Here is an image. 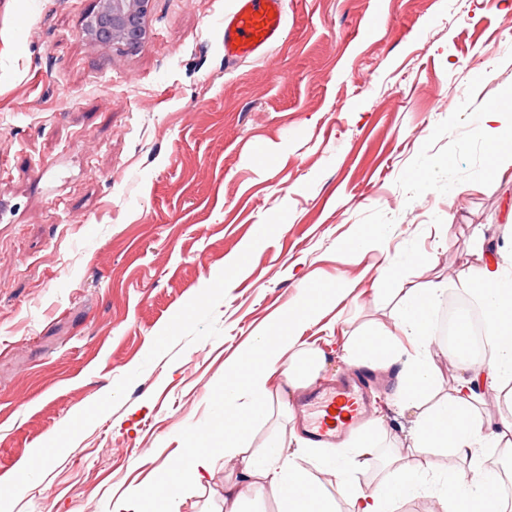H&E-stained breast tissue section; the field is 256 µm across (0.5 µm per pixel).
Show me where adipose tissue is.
<instances>
[{"instance_id":"adipose-tissue-1","label":"adipose tissue","mask_w":512,"mask_h":512,"mask_svg":"<svg viewBox=\"0 0 512 512\" xmlns=\"http://www.w3.org/2000/svg\"><path fill=\"white\" fill-rule=\"evenodd\" d=\"M480 132L486 140L488 175L502 179L512 172V113L504 101L491 102L479 118ZM462 285H478L479 298L488 322L485 338L486 357L474 360L466 354L467 337L456 344L461 351L462 375L457 386L442 391L437 366L432 358L431 337L426 328L442 291L430 282L407 286L397 272L385 274L380 289L397 297L399 304L389 329L373 331L359 327L348 331L341 346L342 358L352 365H368L379 360L404 357L405 369L397 387L399 405L415 414L412 448L415 461L393 453L381 467H374L373 443H364L358 455L349 461L333 456L342 464L345 475L338 494L325 492L317 476L304 466L300 455L260 453L251 448L238 427L240 416L265 421L273 416L289 415L291 400L310 388L327 364L324 349L317 341L302 340V333L317 324L323 300L333 296L331 288L314 283L304 288L301 297L289 306L273 333H259L249 355L254 367L247 377L237 369L224 374V458L234 468L224 479V506L220 512H246L249 496L272 492L278 512H336V497L344 495L353 512H393L395 502L405 499L414 489L416 471L432 467L434 452H452L467 463L472 472L468 483L448 479L440 498L441 512H501L498 479L480 471L477 446L512 447V273L498 270L485 262L457 271ZM283 377L274 386V377ZM485 385L497 402L509 411L500 415L495 428H488L475 385ZM375 470L377 483L366 491L355 480L360 471ZM209 470V450L197 443L190 453L153 485L124 498L117 512H161L189 482H201Z\"/></svg>"}]
</instances>
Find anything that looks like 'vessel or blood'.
Wrapping results in <instances>:
<instances>
[{
	"instance_id": "1",
	"label": "vessel or blood",
	"mask_w": 512,
	"mask_h": 512,
	"mask_svg": "<svg viewBox=\"0 0 512 512\" xmlns=\"http://www.w3.org/2000/svg\"><path fill=\"white\" fill-rule=\"evenodd\" d=\"M285 0H235L224 14V57L234 61L267 52L284 32ZM313 417L308 432L314 441L329 442L356 426L368 411L359 387H327L310 399Z\"/></svg>"
}]
</instances>
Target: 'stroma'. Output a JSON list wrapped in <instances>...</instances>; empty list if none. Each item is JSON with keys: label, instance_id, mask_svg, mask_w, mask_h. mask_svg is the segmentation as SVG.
Wrapping results in <instances>:
<instances>
[{"label": "stroma", "instance_id": "stroma-1", "mask_svg": "<svg viewBox=\"0 0 512 512\" xmlns=\"http://www.w3.org/2000/svg\"><path fill=\"white\" fill-rule=\"evenodd\" d=\"M232 6L152 0L131 52L85 37L96 0H0V481L48 451L8 512H114L203 435L214 468L178 512H217L224 373L307 282L351 290L305 339L377 328L389 268L473 297L451 277L476 264L471 238L503 244L512 181L487 180L477 132L512 89L500 0H285L283 39L230 63ZM374 232L382 247L343 253ZM402 370L321 373L315 391L356 383L372 408L338 449L368 432L412 456ZM306 417L300 398L243 428L350 512Z\"/></svg>", "mask_w": 512, "mask_h": 512}]
</instances>
